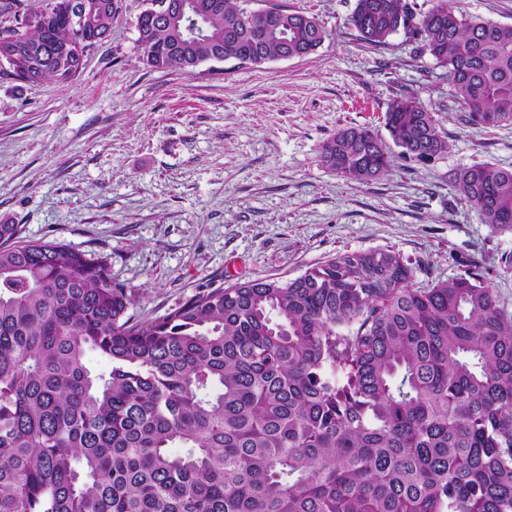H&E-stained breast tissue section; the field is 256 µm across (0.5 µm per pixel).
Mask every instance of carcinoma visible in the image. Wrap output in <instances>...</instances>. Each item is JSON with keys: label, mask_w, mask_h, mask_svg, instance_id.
I'll return each instance as SVG.
<instances>
[{"label": "carcinoma", "mask_w": 512, "mask_h": 512, "mask_svg": "<svg viewBox=\"0 0 512 512\" xmlns=\"http://www.w3.org/2000/svg\"><path fill=\"white\" fill-rule=\"evenodd\" d=\"M72 2L22 11L15 0L0 45L16 79L67 81L80 67L71 46L110 33L116 0H84L89 28ZM205 2L199 28L140 14L149 65L305 57L325 37L272 7L259 40V12ZM350 23L374 46L410 33L447 69L466 123H512V25L448 0L426 12L356 0ZM385 126L410 156L448 149L410 98ZM320 162L364 182L391 155L377 132L348 128ZM456 181L482 223L512 229V170L479 163ZM19 232L0 224V512H512V315L480 273L414 288L394 252L343 253L134 322L104 260ZM90 352L106 370L89 367Z\"/></svg>", "instance_id": "obj_1"}]
</instances>
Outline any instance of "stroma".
<instances>
[{"label": "stroma", "mask_w": 512, "mask_h": 512, "mask_svg": "<svg viewBox=\"0 0 512 512\" xmlns=\"http://www.w3.org/2000/svg\"><path fill=\"white\" fill-rule=\"evenodd\" d=\"M234 2L313 16L324 41L302 58L157 69L136 27L150 0H116L109 36L72 80L27 84L0 65V224L107 258L135 321L370 250L400 254L417 288L479 269L512 314V230L482 224L455 181L476 163L512 169V125L466 124L444 68L410 34L360 40L356 0ZM403 97L433 112L445 153L422 163L394 152L364 183L321 165L328 139L384 131Z\"/></svg>", "instance_id": "35a3bbf8"}]
</instances>
